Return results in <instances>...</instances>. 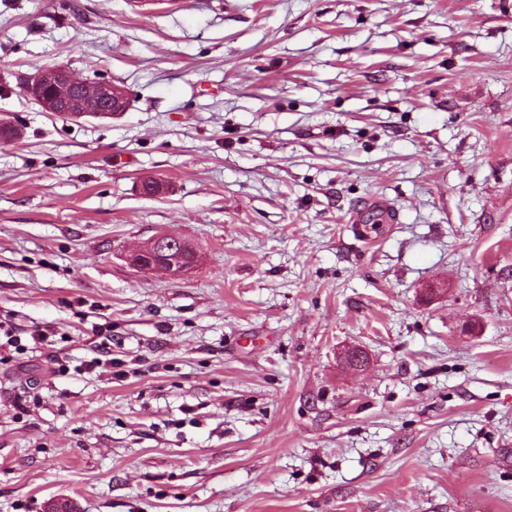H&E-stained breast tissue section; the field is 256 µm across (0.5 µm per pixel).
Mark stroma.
I'll use <instances>...</instances> for the list:
<instances>
[{"label": "stroma", "mask_w": 512, "mask_h": 512, "mask_svg": "<svg viewBox=\"0 0 512 512\" xmlns=\"http://www.w3.org/2000/svg\"><path fill=\"white\" fill-rule=\"evenodd\" d=\"M0 123V512H512V0H0ZM22 91L43 111L67 118H112L127 108V98L119 87L79 79L62 66L38 70L25 79ZM191 250L190 245L176 235H160L142 244L129 255V263L140 269L148 271H161L170 278L180 277L192 264H184L177 258L186 251ZM175 258L162 259L163 255L175 254Z\"/></svg>", "instance_id": "1"}]
</instances>
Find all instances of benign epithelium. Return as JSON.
Instances as JSON below:
<instances>
[{"label": "benign epithelium", "instance_id": "benign-epithelium-1", "mask_svg": "<svg viewBox=\"0 0 512 512\" xmlns=\"http://www.w3.org/2000/svg\"><path fill=\"white\" fill-rule=\"evenodd\" d=\"M22 91L43 111L67 118H110L127 108V98L119 87L106 81L79 79L62 66L45 68L27 77ZM188 250L190 245L181 237L160 235L142 244L128 260L140 270L161 271L175 279L189 268L177 260Z\"/></svg>", "mask_w": 512, "mask_h": 512}]
</instances>
